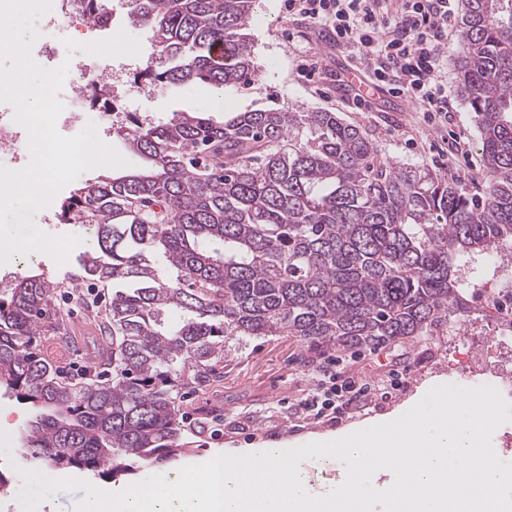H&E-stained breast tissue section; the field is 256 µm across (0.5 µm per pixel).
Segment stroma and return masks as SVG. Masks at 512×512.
<instances>
[{
    "mask_svg": "<svg viewBox=\"0 0 512 512\" xmlns=\"http://www.w3.org/2000/svg\"><path fill=\"white\" fill-rule=\"evenodd\" d=\"M248 32L254 49L257 73L243 87L226 91L223 109H215L212 85L191 82L178 87L150 85L144 94H132L126 111L152 122L168 121L176 112H205L215 120L225 113L276 107L300 112L323 110L336 113L344 122L364 130L376 144L382 159L397 165H417L458 183L464 191L482 196L488 179L475 113L457 91L458 37L448 40L443 74L454 108L450 128L465 134V154L447 168H440L434 149L442 131L426 125L412 105L384 90L376 91L369 106L356 110L352 99L357 86L351 83L355 58L337 48L328 32L297 16H289L284 0H259ZM316 57L319 72L313 80L300 75L303 59ZM84 246H76L64 263L41 254L36 266L60 282L55 304L67 324L66 341L40 332L38 352L56 366L73 362L91 374H104L98 362L104 339L99 317L81 312L82 299L95 294L107 300L108 287H73L67 279L77 268ZM494 336L484 320L464 324L460 334L440 326L433 335L407 338L370 350L336 351L311 346L294 336L236 337L227 340L223 355L214 360L207 381L187 386L179 401L182 422L196 442L188 456L170 463V470L197 465L232 448L282 447L310 443L318 436L335 437L358 427L408 411L433 387L454 383L470 386L467 373L457 368V352L469 343L493 345ZM341 359L354 375L363 378L391 376L397 382L391 398L366 400L342 410L337 419L305 416L304 404L313 386L312 372L324 358ZM0 411L7 419L0 431L10 437L9 453L0 452V472L11 480L13 492L0 498V512H21L16 493L22 480L19 468H34L47 476L56 470L44 461L33 462L22 452V436L30 411L12 392L0 390Z\"/></svg>",
    "mask_w": 512,
    "mask_h": 512,
    "instance_id": "stroma-1",
    "label": "stroma"
}]
</instances>
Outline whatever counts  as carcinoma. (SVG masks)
Returning a JSON list of instances; mask_svg holds the SVG:
<instances>
[{"label": "carcinoma", "mask_w": 512, "mask_h": 512, "mask_svg": "<svg viewBox=\"0 0 512 512\" xmlns=\"http://www.w3.org/2000/svg\"><path fill=\"white\" fill-rule=\"evenodd\" d=\"M256 2L126 0L152 32L141 76L247 84ZM81 8L94 22L112 11L106 0ZM456 66L489 174L482 199L384 161L334 112L131 121L124 140L150 168L87 182L55 210L60 224L95 228L98 249L80 257L77 281L112 284V379L63 383L36 351L56 288L45 273L0 294V387L34 411L25 454L106 478L157 468L189 447L179 381L224 340L286 334L375 348L463 315L467 279L512 244V0H465Z\"/></svg>", "instance_id": "carcinoma-1"}]
</instances>
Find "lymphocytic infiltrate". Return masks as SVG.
<instances>
[{
    "mask_svg": "<svg viewBox=\"0 0 512 512\" xmlns=\"http://www.w3.org/2000/svg\"><path fill=\"white\" fill-rule=\"evenodd\" d=\"M286 9L329 29L372 85L409 100L425 123L450 122L441 60L453 30V0H287Z\"/></svg>",
    "mask_w": 512,
    "mask_h": 512,
    "instance_id": "obj_1",
    "label": "lymphocytic infiltrate"
}]
</instances>
